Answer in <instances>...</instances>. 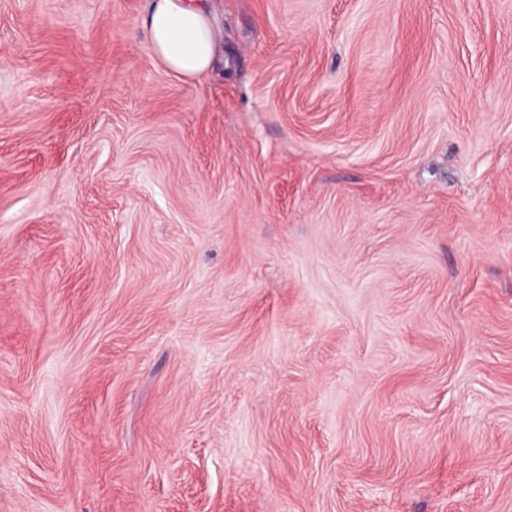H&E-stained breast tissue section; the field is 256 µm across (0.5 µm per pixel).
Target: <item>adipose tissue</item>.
I'll return each mask as SVG.
<instances>
[{
    "label": "adipose tissue",
    "mask_w": 512,
    "mask_h": 512,
    "mask_svg": "<svg viewBox=\"0 0 512 512\" xmlns=\"http://www.w3.org/2000/svg\"><path fill=\"white\" fill-rule=\"evenodd\" d=\"M142 28L162 65L180 79L210 71L218 33L206 0H148Z\"/></svg>",
    "instance_id": "1"
}]
</instances>
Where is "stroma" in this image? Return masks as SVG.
Returning a JSON list of instances; mask_svg holds the SVG:
<instances>
[{"label": "stroma", "instance_id": "35a3bbf8", "mask_svg": "<svg viewBox=\"0 0 512 512\" xmlns=\"http://www.w3.org/2000/svg\"><path fill=\"white\" fill-rule=\"evenodd\" d=\"M0 0V512H512V0ZM142 28L162 65L179 79L210 71L218 33L207 0H147Z\"/></svg>", "mask_w": 512, "mask_h": 512}]
</instances>
